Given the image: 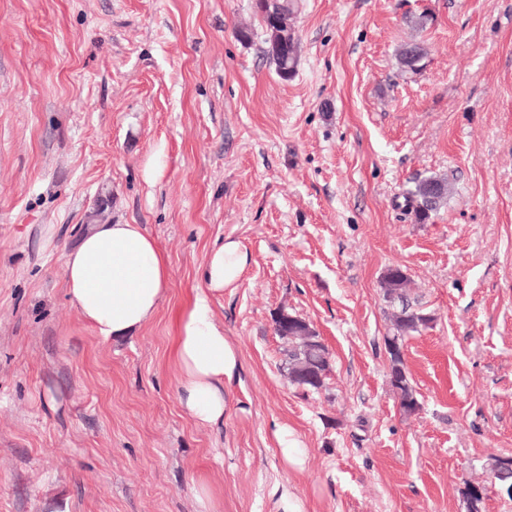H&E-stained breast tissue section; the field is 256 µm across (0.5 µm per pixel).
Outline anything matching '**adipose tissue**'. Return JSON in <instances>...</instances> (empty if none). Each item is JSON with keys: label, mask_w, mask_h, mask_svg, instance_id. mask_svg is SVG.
Instances as JSON below:
<instances>
[{"label": "adipose tissue", "mask_w": 512, "mask_h": 512, "mask_svg": "<svg viewBox=\"0 0 512 512\" xmlns=\"http://www.w3.org/2000/svg\"><path fill=\"white\" fill-rule=\"evenodd\" d=\"M249 253L226 239L203 266L204 282L178 317L175 363L180 403L198 423L224 421V385L238 371L237 355L217 322L212 299L235 285ZM70 300L102 339L117 340L151 323L166 296L170 270L155 239L138 224L89 225L64 255Z\"/></svg>", "instance_id": "adipose-tissue-1"}]
</instances>
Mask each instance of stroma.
<instances>
[{"label":"stroma","instance_id":"1","mask_svg":"<svg viewBox=\"0 0 512 512\" xmlns=\"http://www.w3.org/2000/svg\"><path fill=\"white\" fill-rule=\"evenodd\" d=\"M295 3L285 80L254 0H0V512H200L202 483L217 512H467L479 483L480 512H512L484 481L512 457V0ZM413 37L427 57L404 73ZM431 173L452 192L419 224L402 192ZM98 207L171 272L117 341L62 273ZM227 237L250 254L213 301L240 367L207 426L179 402L176 319ZM392 267L432 318L404 342L410 416ZM284 310L329 349L320 391L288 382ZM426 55L427 51L424 44L419 40L412 39L400 45L396 60L402 71L414 73L422 67L421 62ZM408 283L407 276L396 267L389 268L383 278L386 298L395 306L390 315L393 336L385 338L389 356V383L397 392L401 412L407 416L420 409V402L404 362L403 343L406 337L428 327L432 320L430 315L409 305L406 298ZM393 346H396L395 351Z\"/></svg>","mask_w":512,"mask_h":512}]
</instances>
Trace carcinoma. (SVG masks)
<instances>
[{"label":"carcinoma","mask_w":512,"mask_h":512,"mask_svg":"<svg viewBox=\"0 0 512 512\" xmlns=\"http://www.w3.org/2000/svg\"><path fill=\"white\" fill-rule=\"evenodd\" d=\"M255 8L265 27L267 57L282 78L293 77L297 66L295 41L288 40V49L282 48L288 32L286 21L293 14L290 0H256ZM426 55L424 44L412 39L400 45L396 60L401 70L414 73L422 67ZM450 192L447 178L430 175L413 181L404 190V199L415 222L426 224L447 203ZM408 283L407 276L396 267L388 269L383 278L386 298L395 305L390 315L393 335L385 337L389 383L397 392L401 412L407 416L420 409V402L404 362L403 343L406 337L428 327L432 320L430 315L409 305L406 298ZM274 323L276 334L288 340V347L284 349L288 382L309 391L321 390L330 371V363L328 350L316 330L304 318L285 311L275 318ZM500 461L499 456L490 457L486 473L500 483L512 480V470L501 468Z\"/></svg>","instance_id":"cac0c4a2"}]
</instances>
